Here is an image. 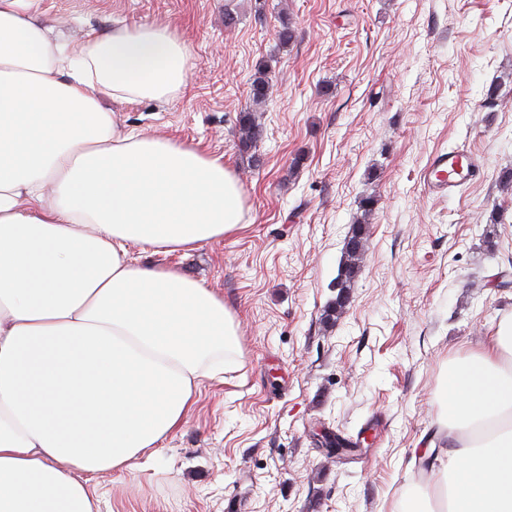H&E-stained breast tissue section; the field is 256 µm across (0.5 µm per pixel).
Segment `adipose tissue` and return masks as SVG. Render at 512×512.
Returning <instances> with one entry per match:
<instances>
[{"instance_id":"adipose-tissue-1","label":"adipose tissue","mask_w":512,"mask_h":512,"mask_svg":"<svg viewBox=\"0 0 512 512\" xmlns=\"http://www.w3.org/2000/svg\"><path fill=\"white\" fill-rule=\"evenodd\" d=\"M0 0V512H98L88 481L138 468L241 354L223 296L177 268L245 224L223 157L121 129L103 99L165 102L192 65L169 28L67 40ZM439 466L401 512H512V314L451 359Z\"/></svg>"}]
</instances>
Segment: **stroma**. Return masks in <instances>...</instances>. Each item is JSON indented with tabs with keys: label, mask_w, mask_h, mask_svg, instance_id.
Wrapping results in <instances>:
<instances>
[{
	"label": "stroma",
	"mask_w": 512,
	"mask_h": 512,
	"mask_svg": "<svg viewBox=\"0 0 512 512\" xmlns=\"http://www.w3.org/2000/svg\"><path fill=\"white\" fill-rule=\"evenodd\" d=\"M41 6L74 39L173 30L192 57L188 92L111 109L123 129L224 156L249 206L234 234L158 258L223 295L242 356L145 465L89 481L100 512H398L426 479L413 451L433 437L445 365L512 313V0ZM261 65L271 89L256 104ZM244 111L264 129L258 168L236 148ZM450 150L481 171L440 198L422 174ZM323 428L351 450L322 448ZM351 242L354 244L348 246L347 249V263L345 265V271L343 274L344 278H341L340 281L337 282L336 286L338 288H350L351 280L354 278L357 270H358V260L361 249V240L360 237L353 236ZM356 240V241H355Z\"/></svg>",
	"instance_id": "1"
}]
</instances>
